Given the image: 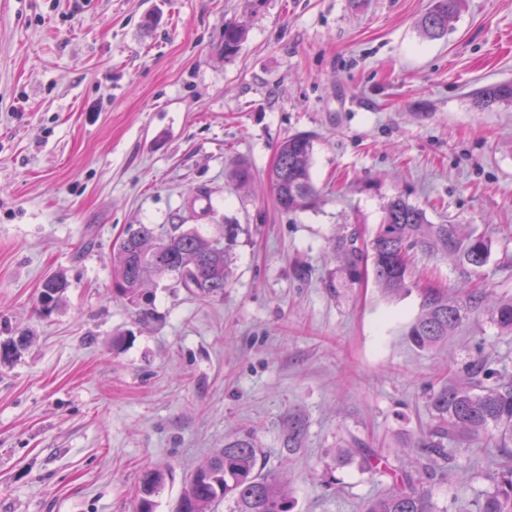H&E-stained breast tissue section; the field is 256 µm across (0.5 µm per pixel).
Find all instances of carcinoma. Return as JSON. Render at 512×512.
<instances>
[{"mask_svg": "<svg viewBox=\"0 0 512 512\" xmlns=\"http://www.w3.org/2000/svg\"><path fill=\"white\" fill-rule=\"evenodd\" d=\"M463 0H431L421 17L419 28L428 39L448 32ZM246 34L239 22L224 25V55H234ZM512 104V83L482 88L476 104L490 109ZM313 136L297 132L277 146L276 161L268 172L278 207L294 214L312 209L318 191L311 176ZM236 226L224 225V241L205 236L198 228L182 224L156 227L132 225L126 231L112 259V296L134 306L149 304L144 295L146 283L173 275L177 283L194 289L204 297L224 293L229 285L232 258L230 242ZM490 239L469 224H434L424 209L405 197H390L383 207L381 223L368 244L375 280L387 294L409 288L415 258L419 255L448 258L468 288L450 295L432 290L426 294L423 310L407 330L409 341L420 351H430L448 340L471 309L482 301L484 292L473 284V277L491 258ZM68 288L58 274L47 277L38 294L37 312L50 315ZM492 318L501 332L512 334V297H503L491 308ZM30 339L21 335L0 343V364L10 363L24 350ZM435 423L423 431L415 447L432 458H448L459 448H471L491 431L498 433L499 471L495 490L478 502V512H512V379H505L494 368L492 359L482 353L457 368L452 380L442 383L429 399ZM306 429L303 418H288V433L283 447L294 453L301 448ZM360 464L366 471L386 475L392 485L374 498L366 512H433L427 484L436 478L433 465L410 471L390 467L381 451L352 439ZM166 473L147 471L141 478L138 512H154L155 497L163 490ZM234 502L233 512H293L294 503L284 482L259 466L258 448L253 438L227 440L224 447L199 466L182 489L176 512H213L222 500Z\"/></svg>", "mask_w": 512, "mask_h": 512, "instance_id": "obj_1", "label": "carcinoma"}]
</instances>
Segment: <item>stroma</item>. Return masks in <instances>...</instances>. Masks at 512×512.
Wrapping results in <instances>:
<instances>
[{
  "label": "stroma",
  "mask_w": 512,
  "mask_h": 512,
  "mask_svg": "<svg viewBox=\"0 0 512 512\" xmlns=\"http://www.w3.org/2000/svg\"><path fill=\"white\" fill-rule=\"evenodd\" d=\"M430 0H0V512H136L141 473L167 465L155 512L195 468L255 435L294 512H364L387 477L337 449L358 439L392 468L425 456L439 379L477 350L512 377V335L487 307L446 345L406 337L425 288H455L419 257L408 293L349 279L388 198L493 242L479 281L512 296V105L474 96L512 81V0H464L442 38ZM247 32L224 54V25ZM315 136L318 206L281 212L267 174L280 141ZM247 163L254 181L229 178ZM237 225L232 278L202 299L169 276L149 316L112 296L131 224ZM68 288L46 318L43 279ZM303 416L297 453L283 439ZM494 448L459 453L431 487L438 512H476Z\"/></svg>",
  "instance_id": "obj_1"
}]
</instances>
